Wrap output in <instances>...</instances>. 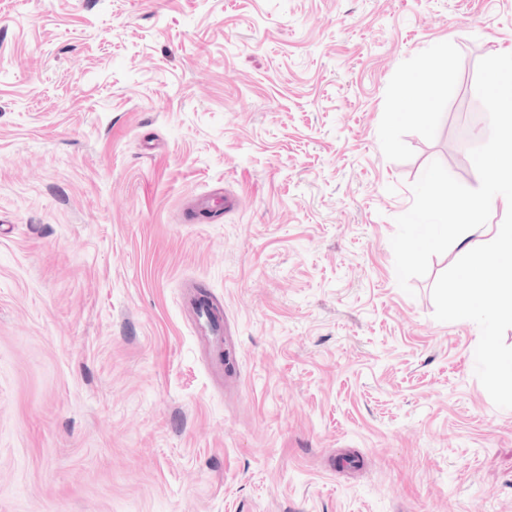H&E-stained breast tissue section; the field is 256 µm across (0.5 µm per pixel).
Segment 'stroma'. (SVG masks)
Instances as JSON below:
<instances>
[{"label":"stroma","mask_w":512,"mask_h":512,"mask_svg":"<svg viewBox=\"0 0 512 512\" xmlns=\"http://www.w3.org/2000/svg\"><path fill=\"white\" fill-rule=\"evenodd\" d=\"M496 50L512 0H0V512H512V326L416 204ZM196 331L199 336L206 338L213 348V368L222 370L224 364L220 360L219 352L223 348L224 326L220 321H213L208 315L206 309L196 307ZM482 358L492 369L495 385L512 387V354L501 355L494 339L489 338L483 346Z\"/></svg>","instance_id":"obj_1"}]
</instances>
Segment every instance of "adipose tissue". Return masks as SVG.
Instances as JSON below:
<instances>
[{"label": "adipose tissue", "mask_w": 512, "mask_h": 512, "mask_svg": "<svg viewBox=\"0 0 512 512\" xmlns=\"http://www.w3.org/2000/svg\"><path fill=\"white\" fill-rule=\"evenodd\" d=\"M486 69L491 77L487 92L490 111L503 117L498 134L503 141L491 164L484 168L485 187L478 194L448 202L446 197L432 193L420 197L422 210L453 208L456 222L450 236H431L433 249H442L447 240H454L461 251H469L471 239L481 234L483 227L475 220L476 215L496 211L500 205L512 204V59L499 53L489 54ZM512 265V226L502 225L496 232L492 250L475 255L463 271L469 286L463 289L456 308L467 316L479 319L485 312H492L501 322L512 324V280L502 279L499 269Z\"/></svg>", "instance_id": "ef3b65f1"}]
</instances>
